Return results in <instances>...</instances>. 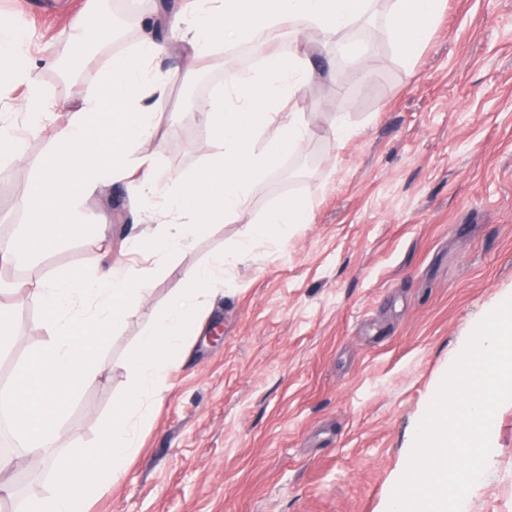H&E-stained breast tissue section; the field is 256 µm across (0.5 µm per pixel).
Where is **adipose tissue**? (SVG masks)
I'll use <instances>...</instances> for the list:
<instances>
[{
	"label": "adipose tissue",
	"mask_w": 512,
	"mask_h": 512,
	"mask_svg": "<svg viewBox=\"0 0 512 512\" xmlns=\"http://www.w3.org/2000/svg\"><path fill=\"white\" fill-rule=\"evenodd\" d=\"M441 2L393 0L388 29L396 51L409 53L426 40ZM370 4L371 0H193L190 15L174 20L169 42L147 37L133 55L114 58L97 91L87 93L81 107L62 124L50 121L55 104L29 63L20 22L1 23L0 87L25 86L19 104L25 123L32 130L49 131L60 150L44 161L40 177L21 198L25 227L0 246V265L32 260L55 246L82 225L85 196L117 178H135L140 185L137 203L151 219L178 216V223H166L146 240L159 259L189 247L182 223L202 231L213 223L236 222L251 202L254 182L276 158L299 153L310 130L302 113L261 112L249 102L228 109L225 98L253 85L262 86L270 98L296 95L311 63L298 54L279 53L275 41L310 30L338 35L366 16ZM252 41L267 55L264 71L253 76L229 72L224 86L199 106L206 131L221 145L218 159L174 175L179 191L159 192L152 155H143L132 165L127 162L130 149L151 138L156 105L179 74L175 68L160 73L157 59L178 49L199 61L210 55L213 44ZM270 125L278 128L271 150L255 151L254 140Z\"/></svg>",
	"instance_id": "obj_1"
}]
</instances>
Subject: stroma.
I'll return each mask as SVG.
<instances>
[{
  "instance_id": "35a3bbf8",
  "label": "stroma",
  "mask_w": 512,
  "mask_h": 512,
  "mask_svg": "<svg viewBox=\"0 0 512 512\" xmlns=\"http://www.w3.org/2000/svg\"><path fill=\"white\" fill-rule=\"evenodd\" d=\"M188 0H0V17L22 15L30 59L55 121L96 90L111 58L132 53L142 32L165 39ZM392 0L337 39L310 32L283 41L313 72L292 98L264 103L303 113L314 133L257 185L249 213L214 224L191 250L151 268V291L135 301L100 360L110 374L83 385L58 427L52 455L88 447L131 384L130 352L185 286L186 270L235 246L276 202L301 194L308 223L225 267L206 296L205 327L171 366L139 427L140 450L88 512H387L419 422L479 321L512 297V0H443L428 39L411 57L393 47ZM116 34L90 63L61 74L65 52L96 13ZM251 43L215 47L205 69L170 85L153 119L155 167L169 177L215 160L216 142L195 106L224 85L228 70L251 72ZM23 86L0 90V124L24 155L0 162V241L22 219L18 202L42 161L48 133L29 130L17 105ZM352 134L336 139L333 123ZM123 182L86 197V223L106 240L66 236L34 264L0 266L17 285L18 337L0 354V390L26 355L52 338L24 283L88 266L100 253L137 270L128 241L148 229ZM222 338L210 341L211 330ZM487 465L470 512H512V401L496 410ZM0 512L46 498L52 469L27 454L0 416Z\"/></svg>"
}]
</instances>
